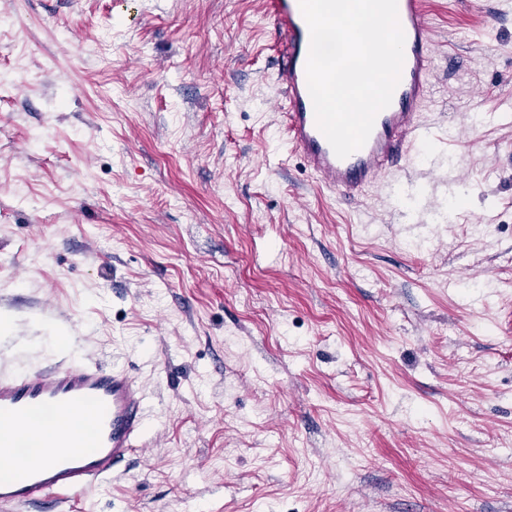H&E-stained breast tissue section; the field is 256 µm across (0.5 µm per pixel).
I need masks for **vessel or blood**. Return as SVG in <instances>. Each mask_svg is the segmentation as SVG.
<instances>
[{
  "label": "vessel or blood",
  "mask_w": 512,
  "mask_h": 512,
  "mask_svg": "<svg viewBox=\"0 0 512 512\" xmlns=\"http://www.w3.org/2000/svg\"><path fill=\"white\" fill-rule=\"evenodd\" d=\"M405 35L401 78L366 143L337 157L318 128L306 63L310 31L299 0H269L283 38L278 79L286 96L287 138L321 185L353 197L383 185L414 146L431 137L422 115L434 57L426 0H397ZM154 404L124 366L93 359L64 361L46 370L0 374V506L56 496L70 500L112 475L114 465L145 448ZM69 413L88 416L86 434L61 429Z\"/></svg>",
  "instance_id": "b4317fda"
}]
</instances>
